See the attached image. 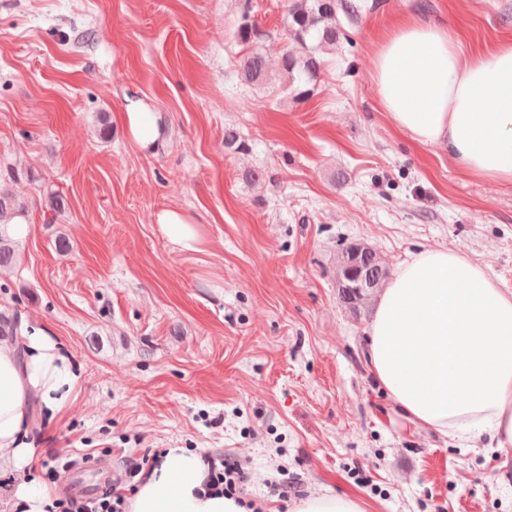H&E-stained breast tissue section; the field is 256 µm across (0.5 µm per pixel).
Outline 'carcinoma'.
<instances>
[{
	"label": "carcinoma",
	"instance_id": "cac0c4a2",
	"mask_svg": "<svg viewBox=\"0 0 512 512\" xmlns=\"http://www.w3.org/2000/svg\"><path fill=\"white\" fill-rule=\"evenodd\" d=\"M362 6L352 0H291L284 16V34L290 46L280 61L285 87L294 99L301 100L311 93L323 67V54L336 46L342 35L339 16L355 23ZM266 33L252 16L251 0H242L236 28L237 40L245 45L257 44ZM239 72L249 85L264 86L270 80L265 57L254 48L239 58ZM28 204L10 194L0 193V274L14 269L19 262L10 229L27 221ZM339 280L345 287L338 289L339 299L346 309L360 316L389 278L382 258L371 247L349 243L341 250L338 264Z\"/></svg>",
	"mask_w": 512,
	"mask_h": 512
}]
</instances>
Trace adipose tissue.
I'll return each mask as SVG.
<instances>
[{
	"label": "adipose tissue",
	"mask_w": 512,
	"mask_h": 512,
	"mask_svg": "<svg viewBox=\"0 0 512 512\" xmlns=\"http://www.w3.org/2000/svg\"><path fill=\"white\" fill-rule=\"evenodd\" d=\"M378 105L423 147L443 148L468 175L512 184V39L468 50L448 26L409 18L374 48ZM0 340V472L28 481L23 512H53L55 494L28 442V403L57 415L78 376L45 332ZM371 375L416 428L470 443L488 434L512 447V291L456 251L424 248L383 289L366 338ZM207 465L188 448L162 449L126 499L128 512H246L208 491Z\"/></svg>",
	"instance_id": "adipose-tissue-1"
}]
</instances>
